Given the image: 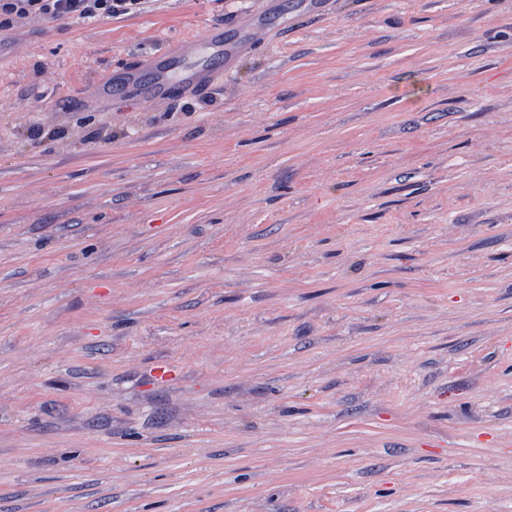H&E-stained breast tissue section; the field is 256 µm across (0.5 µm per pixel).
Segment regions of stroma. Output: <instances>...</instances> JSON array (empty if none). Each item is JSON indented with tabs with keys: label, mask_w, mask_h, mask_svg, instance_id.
<instances>
[{
	"label": "stroma",
	"mask_w": 512,
	"mask_h": 512,
	"mask_svg": "<svg viewBox=\"0 0 512 512\" xmlns=\"http://www.w3.org/2000/svg\"><path fill=\"white\" fill-rule=\"evenodd\" d=\"M0 512H512V0L0 33Z\"/></svg>",
	"instance_id": "stroma-1"
}]
</instances>
